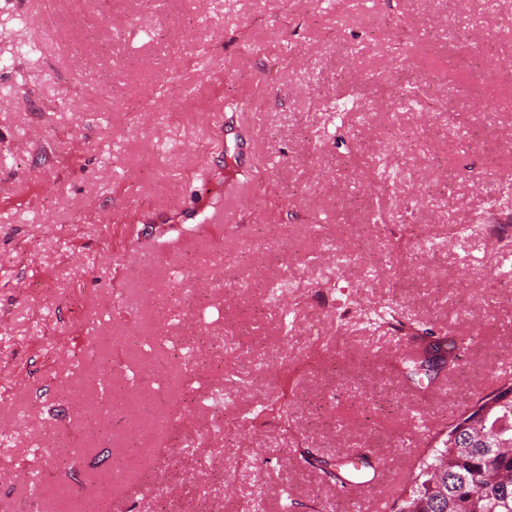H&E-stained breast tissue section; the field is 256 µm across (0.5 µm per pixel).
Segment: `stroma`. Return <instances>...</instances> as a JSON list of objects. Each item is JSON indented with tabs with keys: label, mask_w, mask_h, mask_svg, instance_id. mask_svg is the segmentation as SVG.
<instances>
[{
	"label": "stroma",
	"mask_w": 512,
	"mask_h": 512,
	"mask_svg": "<svg viewBox=\"0 0 512 512\" xmlns=\"http://www.w3.org/2000/svg\"><path fill=\"white\" fill-rule=\"evenodd\" d=\"M508 33L512 0H0V512H356L305 457L357 451L388 469L367 502L408 497L512 366V292L486 288L512 223L457 235L512 216V83L469 65ZM393 123L421 145L377 158ZM245 178L239 222L205 223ZM386 301L401 326L360 325ZM429 332L468 357L417 385L398 361ZM283 381L288 434L248 418ZM188 460L223 481L171 484Z\"/></svg>",
	"instance_id": "obj_1"
}]
</instances>
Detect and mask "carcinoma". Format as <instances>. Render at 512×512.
Instances as JSON below:
<instances>
[{
	"mask_svg": "<svg viewBox=\"0 0 512 512\" xmlns=\"http://www.w3.org/2000/svg\"><path fill=\"white\" fill-rule=\"evenodd\" d=\"M512 381L479 397L485 413L472 411L464 421L480 422L488 436L469 438L461 448L448 435L432 449L413 477L409 496L394 501L393 512H512Z\"/></svg>",
	"mask_w": 512,
	"mask_h": 512,
	"instance_id": "obj_1",
	"label": "carcinoma"
}]
</instances>
